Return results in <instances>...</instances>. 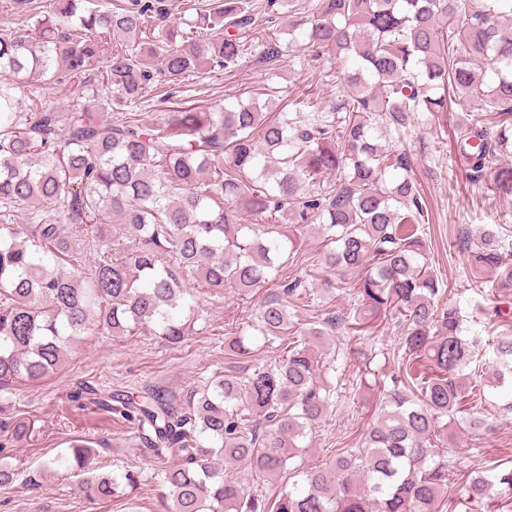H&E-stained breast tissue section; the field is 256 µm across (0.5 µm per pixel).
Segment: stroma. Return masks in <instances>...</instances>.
<instances>
[{"label":"stroma","instance_id":"obj_1","mask_svg":"<svg viewBox=\"0 0 512 512\" xmlns=\"http://www.w3.org/2000/svg\"><path fill=\"white\" fill-rule=\"evenodd\" d=\"M335 70V61L325 56L268 63L251 54L242 58L233 72L192 76L150 91L140 110L152 123L181 107L208 110L247 99L249 91L268 82L281 89L289 104L303 98L333 97L339 93L331 77ZM424 130V125H417L407 143L416 152L414 168L430 205V257L450 290L451 301L461 307L468 334L488 338L498 334L499 327L481 310L492 306L493 297L469 281L465 270L468 249L489 224L499 225L505 245L512 248V198L478 196L449 146L418 154L417 138ZM353 304L350 291L338 290L297 303L292 313L296 322L308 323L345 312ZM254 305V299L236 289H225L223 297L205 304L206 332L188 337L177 347L149 332L83 336L66 362L42 383L0 394V440L13 441L7 462L16 473L10 487L0 488V512H160L159 499L166 488L150 451L131 424L113 419L104 402L119 391L147 388L176 395L213 374L246 368V361L225 354L224 340ZM336 384V405L315 429L311 446L301 457L304 467L321 464L340 449L361 445L375 418L382 390L361 381L357 364H340ZM20 423L30 425L31 432L16 441L13 429ZM76 438L86 440L92 448L89 467L94 473L138 472L132 494L93 501L81 491L73 473L43 474L42 460L67 453L70 441ZM448 460L459 488L471 472L512 461V413L496 410L488 432L455 428Z\"/></svg>","mask_w":512,"mask_h":512}]
</instances>
